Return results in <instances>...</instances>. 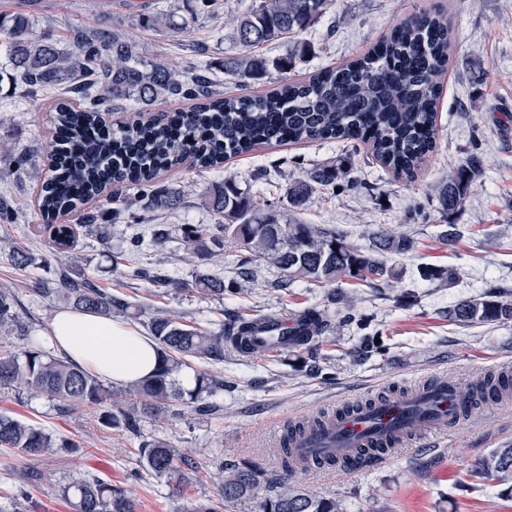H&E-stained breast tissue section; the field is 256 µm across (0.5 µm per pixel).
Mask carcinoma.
<instances>
[{
  "label": "carcinoma",
  "instance_id": "carcinoma-1",
  "mask_svg": "<svg viewBox=\"0 0 512 512\" xmlns=\"http://www.w3.org/2000/svg\"><path fill=\"white\" fill-rule=\"evenodd\" d=\"M245 14L233 20L232 41L236 52L217 61L224 73L241 83L257 80L274 69L287 74L306 45L294 43L278 58H267L260 46L299 34L314 26L327 12L331 0H254ZM143 27L159 30L171 26L163 10L140 15ZM33 15L23 11L0 13V50L6 65L0 82H22L30 90L67 86L69 98L55 105L54 138L51 143L50 175L39 194V209L47 219L71 213L90 198L112 195L119 183L147 184L141 202L145 211L173 212L182 206L177 189L157 180L159 172L193 159L202 168L216 169L231 155L246 154L261 145L290 142L342 141L367 149L398 178L412 180L435 149L436 109L442 93L441 78L451 52L450 25L440 12L423 10L396 25L366 54L347 63L320 71L303 81H289L266 95L222 97L206 75V66L192 62L190 71L173 69L162 62L145 61L136 54L130 35L100 24L76 26L66 38L51 28L35 30ZM135 99L146 107L159 101L189 100L187 110L159 120L149 119L113 130L104 124L103 113L112 103ZM10 156L21 170L34 153H12L0 143V154ZM480 173V161L472 155L457 167L438 190L441 213L451 215L468 194ZM357 181L350 165L324 162L306 171L286 193L287 206L261 209L234 180L209 184L205 204L223 220L221 231L248 249L257 260L280 273L288 286L304 281L316 288H331L343 281L349 285L377 288L396 276L388 264L392 255L405 254L414 241L405 234L380 228L372 244L362 247L347 241L334 228L307 224L302 214L312 197ZM57 249L68 251L74 233L66 224H46ZM181 237L196 253L208 251L204 233L190 224L173 228L163 224L151 229V238L136 232L126 246L112 256V264L125 267L130 279L147 280L160 290L191 287L204 296H222L235 281L213 274H199L185 283L163 272H152L136 262L148 244H161ZM421 276L443 283L451 273L443 266L427 265ZM30 291L54 298L66 308L103 316L130 314L137 309L128 298L107 292L85 277L62 268L53 279L37 278ZM13 288L0 287V332L26 341L24 350L0 353V387L23 386L54 401L62 412L95 406L101 423L133 436L140 433L148 413L157 414L173 405H184L201 414L219 409L224 378L199 372L193 386L177 378L193 359L222 360L229 346L239 354L258 355L282 351L277 344L259 345L253 336L265 324L277 327L272 316L237 315L216 330L185 323L175 315L150 318L147 329L160 349L154 374L128 389L106 386L98 376L73 363L67 356H53L43 341L32 335L17 310ZM450 316L462 326L481 323H512V301L489 292L459 302ZM300 329L288 348L308 349L330 328L324 309L307 308L296 314ZM497 390L487 377L464 393L474 407ZM136 401H130V398ZM0 447L14 448L29 460L54 450L73 451L76 445L57 438L40 427L0 414ZM283 474L279 490L259 496L263 474L247 462L219 473V500L201 501L189 512H221L228 504L258 500L259 512H340L336 500L303 491L292 477L304 464L280 449ZM144 469L167 481L175 492L189 483L192 462L164 441L143 445ZM468 484L493 480L512 494V446L495 448L465 473ZM73 512H137L125 489L98 478H76L59 488Z\"/></svg>",
  "mask_w": 512,
  "mask_h": 512
}]
</instances>
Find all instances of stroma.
Returning a JSON list of instances; mask_svg holds the SVG:
<instances>
[{
  "label": "stroma",
  "instance_id": "obj_1",
  "mask_svg": "<svg viewBox=\"0 0 512 512\" xmlns=\"http://www.w3.org/2000/svg\"><path fill=\"white\" fill-rule=\"evenodd\" d=\"M252 0H219L215 15H196L185 0H107L94 9L90 0H0V12L22 10L40 26L65 34L68 26L108 23L134 36L147 61L188 64L191 49L207 48L204 61L210 77L225 95H263L279 81L277 72L239 85L215 67L216 59L233 53L225 22L246 12ZM169 10L177 31L148 30L139 14ZM442 8L453 31L452 58L444 79L437 127V148L421 166L414 182L399 179L379 162L355 154L336 142L264 146L225 160L221 169L183 163L160 179L182 191V206L171 213H144L125 208L139 188L119 187L115 200H86L61 216L64 224L96 215L97 230L79 231L75 246L61 253L54 246L38 209L46 155L36 156L25 170L0 159V196L17 208L12 224L0 223V286H12L20 312L34 334H43L58 305L29 291L28 271L10 260L9 249L22 246L35 260L39 276L50 278L62 267H76L86 278L112 293L142 304L135 325L145 328L159 310L204 328H216L231 315L286 318L308 307L327 304L325 289L304 282L275 287L274 271L254 263L250 280L237 281L234 291L208 298L194 291L154 295L150 284L123 277L112 268V255L122 249L139 223L191 224L207 236L218 235L213 214L201 194L212 182L230 177L251 188L261 207L282 204L287 187L305 177L313 164L350 159L359 176L354 188L333 195L318 194L304 214L311 224L343 231L348 241L370 245V235L383 227L412 237L413 252L395 258L398 279L381 288L340 284L334 302L340 320L327 332L318 351L243 356L225 350L220 362L192 360L187 375L204 371L224 379V408L201 415L175 405L142 421L140 436L103 427L99 411L81 407L68 413L25 387L0 389V414L46 429L77 444L30 461L15 449L0 447V512H72L58 492L68 480L92 476L121 485L136 501L138 512H185L187 506L218 497L221 468L244 462L258 464L268 483L281 473L273 451L274 435L306 417L332 415L349 405L390 392H402L427 376H443L461 388L500 371L512 372V324L463 327L448 311L469 297L494 290L512 300V0H336L320 22L302 37L309 49L294 69L302 79L324 67L360 56L393 26L412 14ZM53 98L32 94L16 83L0 85V141L18 151L47 144L54 126ZM477 154L481 172L448 220L436 212L438 187L469 154ZM261 169L272 171L270 183L254 181ZM141 263L189 282L199 273L237 280L236 272L251 262L248 252L224 240L200 255L181 237L151 245ZM453 268V285L423 280L419 265ZM379 338V355L364 358L367 340ZM159 439L180 449L194 463L193 478L183 493L147 473L141 463L143 441ZM512 445V406L479 404L460 430L436 444L397 449L383 463L346 473L319 470L297 473L294 481L306 491L336 499L342 512H512V497L500 486L466 491L464 472L490 450ZM44 473L43 481L25 482L23 470Z\"/></svg>",
  "mask_w": 512,
  "mask_h": 512
}]
</instances>
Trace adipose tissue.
Masks as SVG:
<instances>
[{
	"mask_svg": "<svg viewBox=\"0 0 512 512\" xmlns=\"http://www.w3.org/2000/svg\"><path fill=\"white\" fill-rule=\"evenodd\" d=\"M48 334L74 363L116 385L134 383L158 364L153 339L119 320L60 309L48 323Z\"/></svg>",
	"mask_w": 512,
	"mask_h": 512,
	"instance_id": "adipose-tissue-1",
	"label": "adipose tissue"
}]
</instances>
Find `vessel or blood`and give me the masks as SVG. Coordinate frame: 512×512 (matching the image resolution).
Instances as JSON below:
<instances>
[{"label": "vessel or blood", "mask_w": 512, "mask_h": 512, "mask_svg": "<svg viewBox=\"0 0 512 512\" xmlns=\"http://www.w3.org/2000/svg\"><path fill=\"white\" fill-rule=\"evenodd\" d=\"M468 409L460 388L432 377L413 389L376 398L336 414L323 427L294 434L288 446L301 458L353 460L366 448L397 447L408 438L429 442L457 430Z\"/></svg>", "instance_id": "vessel-or-blood-1"}]
</instances>
